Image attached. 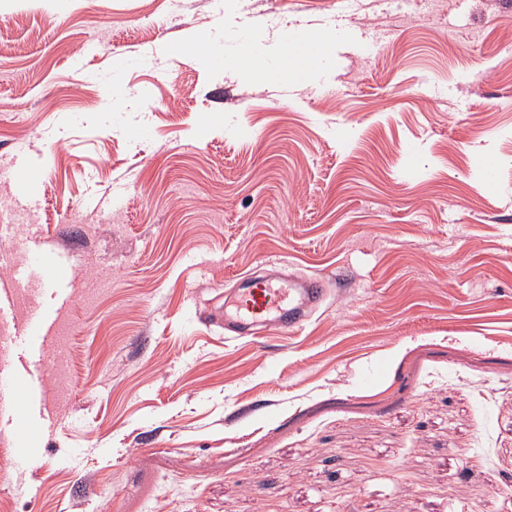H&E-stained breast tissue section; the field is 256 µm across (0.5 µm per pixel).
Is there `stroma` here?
I'll return each instance as SVG.
<instances>
[{"mask_svg": "<svg viewBox=\"0 0 512 512\" xmlns=\"http://www.w3.org/2000/svg\"><path fill=\"white\" fill-rule=\"evenodd\" d=\"M338 17L280 76L276 38ZM245 34L269 78L231 67ZM0 54V168L32 166L38 216L0 188V252H64L76 287L8 361L37 436L15 467L0 394L11 512H512V0H0ZM262 263L328 297L225 345Z\"/></svg>", "mask_w": 512, "mask_h": 512, "instance_id": "obj_1", "label": "stroma"}]
</instances>
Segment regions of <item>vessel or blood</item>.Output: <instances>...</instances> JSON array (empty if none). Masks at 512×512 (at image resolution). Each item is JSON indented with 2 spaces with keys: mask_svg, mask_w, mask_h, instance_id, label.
<instances>
[{
  "mask_svg": "<svg viewBox=\"0 0 512 512\" xmlns=\"http://www.w3.org/2000/svg\"><path fill=\"white\" fill-rule=\"evenodd\" d=\"M69 259L58 253L32 251L29 264L17 272V283L29 279L31 266L46 268L54 284L67 279ZM327 290L321 279L303 276L290 280L288 285L273 282L267 276L252 272L243 277L237 290L234 308L224 317V331L231 339L255 337L260 327L275 324L278 328H295L307 321L325 302ZM48 313L37 310L17 332L18 340L34 349H41L49 333ZM17 447L15 460L23 462L33 456L29 444L30 421L27 414H16Z\"/></svg>",
  "mask_w": 512,
  "mask_h": 512,
  "instance_id": "1",
  "label": "vessel or blood"
}]
</instances>
